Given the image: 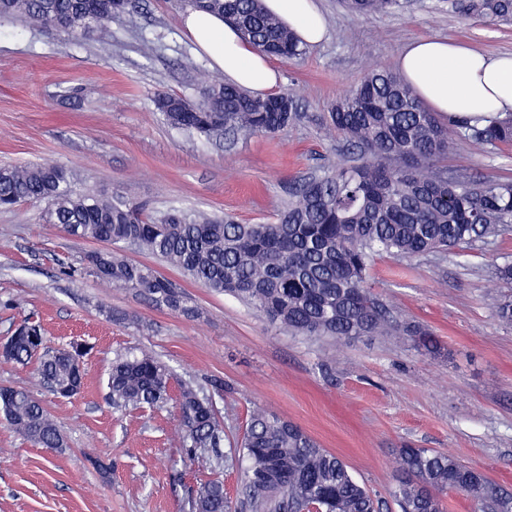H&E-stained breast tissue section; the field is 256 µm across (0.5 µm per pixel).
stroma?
Wrapping results in <instances>:
<instances>
[{"label": "stroma", "instance_id": "stroma-1", "mask_svg": "<svg viewBox=\"0 0 512 512\" xmlns=\"http://www.w3.org/2000/svg\"><path fill=\"white\" fill-rule=\"evenodd\" d=\"M328 34L297 62L273 59L279 89L304 117L281 135H242L217 144L175 129L158 94L198 100L205 78L223 79L183 26L180 0H139L137 12L74 40L22 19L0 18V167L54 162L77 189L118 192L159 216L173 209L231 213L257 224L283 208L302 180L344 151L324 124L332 103L366 71L395 69L420 37L512 54V25L462 19L442 0H406L392 14L356 16L340 0H316ZM449 173L512 180V146L485 153L459 141ZM39 204L0 210V342L22 317L41 319L50 346L90 344L84 389L70 399L39 384L33 366L0 361V386L28 389L60 430L65 448L24 441L0 418V512H190L189 490L220 477L239 498L242 465L222 448L220 468L184 461L170 408L118 412L106 400L116 353L139 347L173 374L211 393L224 438L240 436L249 410H272L340 456L356 480L400 512L390 492L402 448H429L486 469L512 491V325L495 311L512 286L495 275L512 262V230L450 255L376 257L368 282L398 317L433 330L430 356L408 336L335 343L294 336L246 304L201 288L175 266L133 252L180 284L200 309L189 319L134 291L78 274L99 242L46 223Z\"/></svg>", "mask_w": 512, "mask_h": 512}]
</instances>
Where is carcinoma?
<instances>
[{"label":"carcinoma","mask_w":512,"mask_h":512,"mask_svg":"<svg viewBox=\"0 0 512 512\" xmlns=\"http://www.w3.org/2000/svg\"><path fill=\"white\" fill-rule=\"evenodd\" d=\"M115 0H0V18L15 17L75 39L104 28L115 17ZM185 6L232 21L256 48L288 61L305 47L262 0H184ZM356 15L387 14L400 0H345ZM448 10L490 24L512 23V0H448ZM156 109L167 124L201 137L277 134L302 118L295 98H265L219 81L209 82L194 111L186 99L161 94ZM329 130L356 158L323 166L302 182L273 220L239 224L232 217L174 209L161 217L135 201L79 192L68 170L43 163L0 168V207L44 203L46 221L82 239L115 244L92 252L80 272L133 290L158 306L188 317L198 307L181 286L153 267L129 259L123 244L179 268L202 288L226 293L306 338L334 341L359 336H416L427 353L439 350L428 330L403 324L381 305L367 282L375 255L398 258L450 254L476 239L498 236L512 224V181L460 178L442 161L460 140L477 153L512 143V113L505 119L445 120L430 112L412 87L387 68H373L336 99ZM87 346L49 347L43 328L22 319L0 359L37 360L41 383L63 398L80 394V356ZM168 367L153 354L118 353L108 373L112 408L179 412L177 436L186 458L204 468L219 462L224 422L212 398L190 383L171 390ZM0 416L25 440L57 450L64 440L35 395L0 387ZM234 454L245 463L242 495L251 512H377L374 498L347 464L319 446L300 426L263 409L246 421ZM402 473L393 497L401 512H444L452 492L470 512H512V493L484 470L428 448H401ZM191 512H232L224 483L209 480L191 491Z\"/></svg>","instance_id":"cac0c4a2"}]
</instances>
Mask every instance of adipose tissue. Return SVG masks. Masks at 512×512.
<instances>
[{"label": "adipose tissue", "mask_w": 512, "mask_h": 512, "mask_svg": "<svg viewBox=\"0 0 512 512\" xmlns=\"http://www.w3.org/2000/svg\"><path fill=\"white\" fill-rule=\"evenodd\" d=\"M263 3L304 44L325 39L327 22L315 0ZM184 26L226 80L258 96L276 87L278 74L267 56L222 17L191 9L184 16ZM396 67L432 111L459 120L512 112V55L490 56L461 41L425 37L405 46Z\"/></svg>", "instance_id": "ef3b65f1"}]
</instances>
